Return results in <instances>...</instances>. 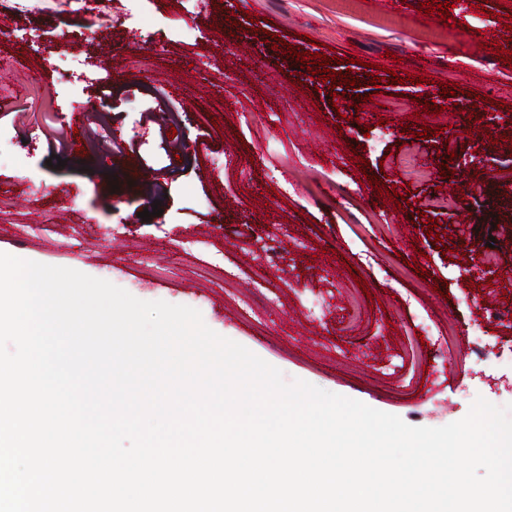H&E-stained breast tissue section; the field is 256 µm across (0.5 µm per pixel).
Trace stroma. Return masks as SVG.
Segmentation results:
<instances>
[{"mask_svg": "<svg viewBox=\"0 0 512 512\" xmlns=\"http://www.w3.org/2000/svg\"><path fill=\"white\" fill-rule=\"evenodd\" d=\"M418 3L145 0L147 26L83 13L77 0H11L0 15L15 31L0 41V252L197 309L285 380L412 426L458 421L479 397L512 404V357L502 353L512 344V212L487 208L512 200V183L494 180L512 170V67L490 47L512 0H459L446 21ZM227 16L243 34L233 45ZM270 33L333 53L332 71L353 84L298 72L294 55L266 43ZM83 65L110 72L105 94L76 78ZM385 66L410 82L384 80ZM398 102L445 106L456 124L435 113L405 127ZM76 107L86 151L70 163ZM493 110L500 123L482 129ZM105 126L125 140L141 134L139 146L112 154ZM451 138L483 159L461 179L445 171ZM53 156L65 166H49ZM124 160L148 175V194L117 175ZM32 174L36 195L25 190ZM441 185L459 192L460 209L425 208ZM149 200L163 213L146 221ZM491 244L505 252L496 277L461 276ZM215 262L220 284L198 274Z\"/></svg>", "mask_w": 512, "mask_h": 512, "instance_id": "1", "label": "stroma"}]
</instances>
